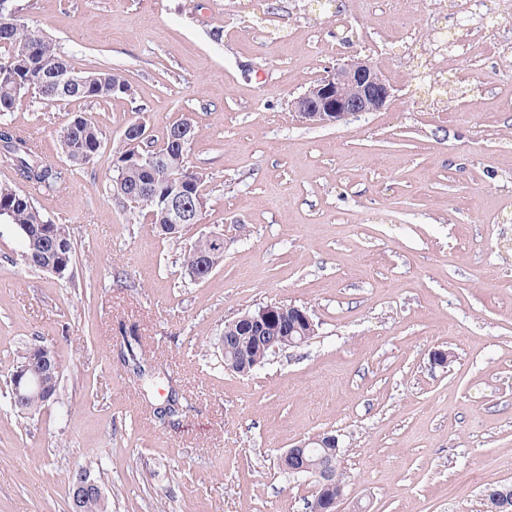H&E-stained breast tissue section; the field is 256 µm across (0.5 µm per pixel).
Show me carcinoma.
Here are the masks:
<instances>
[{
    "instance_id": "obj_1",
    "label": "carcinoma",
    "mask_w": 512,
    "mask_h": 512,
    "mask_svg": "<svg viewBox=\"0 0 512 512\" xmlns=\"http://www.w3.org/2000/svg\"><path fill=\"white\" fill-rule=\"evenodd\" d=\"M10 51L0 61V166L15 173L19 185L0 184V220L12 225L23 242L21 260L24 266L52 273L64 279L70 275L74 261V243L70 229L45 216L35 205L30 193L21 185L34 189H50L65 181L69 169H82L97 156L103 139L100 127L83 113L73 115L60 131L58 143L69 168L59 169L43 161L29 135L3 116L22 106L35 94L49 104H69L79 100L106 101L129 95L131 84L120 72L101 70L87 72L88 81L63 85L62 77L75 72L66 56L44 34L21 23L15 0H0V48ZM195 125L184 120L170 126L164 143L154 144L146 135L145 125L129 124L124 130V149L114 163L113 191L131 209L148 214L159 235L180 239L192 224L201 221L207 207L202 193L204 173L188 165L187 156L196 137ZM155 156V160L139 161L136 156ZM192 206L193 218L182 224H170L164 216L167 203L175 194ZM224 262V244L205 235L197 237L183 254V267L188 276L203 280ZM256 311L249 310L236 318L226 330L224 360L236 356L246 347L254 358L267 360L272 337L281 335L280 324L258 331L249 322ZM120 355L132 367L133 376L147 388L153 382L155 368L148 362L142 337L137 330L124 332ZM59 384L49 380L46 394L15 405L20 417L28 418L41 407L58 400ZM180 409L179 393L165 402L151 405L153 417L165 421Z\"/></svg>"
}]
</instances>
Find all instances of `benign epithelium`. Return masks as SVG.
I'll use <instances>...</instances> for the list:
<instances>
[{
    "instance_id": "obj_1",
    "label": "benign epithelium",
    "mask_w": 512,
    "mask_h": 512,
    "mask_svg": "<svg viewBox=\"0 0 512 512\" xmlns=\"http://www.w3.org/2000/svg\"><path fill=\"white\" fill-rule=\"evenodd\" d=\"M392 97V87L374 67L365 60H351L330 70L326 76L310 86L291 104L292 111L303 123L325 125L345 122L366 112L382 110ZM278 320L285 324L287 333L278 341L290 347H300L311 338L314 328L311 314L295 305L270 304L263 307L253 323L258 328ZM258 367L245 351L229 360L226 369L247 375ZM60 372L57 358L50 347L38 345L32 349L30 363L15 371L12 390L15 399L25 400L41 395L47 389V379ZM311 448H339V439L330 433H320L296 442L282 458L288 460L283 471L290 476L313 475L317 489L310 512H338L343 497L336 484L337 461L333 458H307ZM105 500L102 486L90 472H80L72 485L71 512H84L90 499ZM484 500L490 512H512V485H502L485 491Z\"/></svg>"
}]
</instances>
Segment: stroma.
Returning a JSON list of instances; mask_svg holds the SVG:
<instances>
[{
	"instance_id": "1",
	"label": "stroma",
	"mask_w": 512,
	"mask_h": 512,
	"mask_svg": "<svg viewBox=\"0 0 512 512\" xmlns=\"http://www.w3.org/2000/svg\"><path fill=\"white\" fill-rule=\"evenodd\" d=\"M457 4L20 0L76 69L122 72L133 96L8 116L59 168L73 112L103 141L32 193L70 229L71 278L25 267L0 224V512H69L85 468L110 512H307L315 479L278 458L323 431L339 512H485V490L512 484V48L483 45ZM357 58L391 84L384 110L297 122L294 98ZM184 119L208 202L169 240L114 197L113 160L131 122L159 144ZM211 232L224 262L193 280L184 250ZM270 303L309 309L315 336L225 370V323ZM131 327L172 379L156 397L190 402L176 425L118 359ZM34 343L57 356L59 399L23 419L3 380Z\"/></svg>"
}]
</instances>
